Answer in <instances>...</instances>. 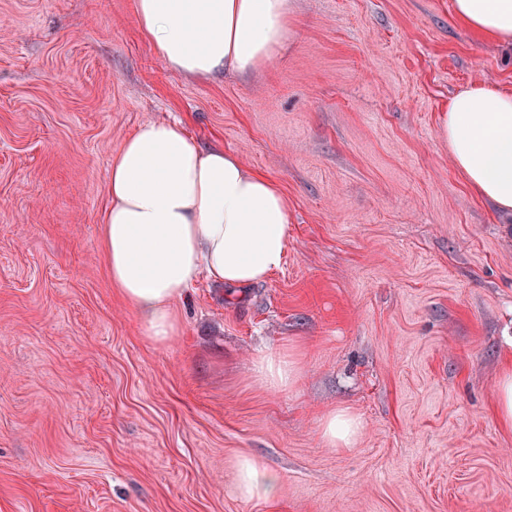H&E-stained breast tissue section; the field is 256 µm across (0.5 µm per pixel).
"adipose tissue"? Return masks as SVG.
Instances as JSON below:
<instances>
[{
	"label": "adipose tissue",
	"instance_id": "ef3b65f1",
	"mask_svg": "<svg viewBox=\"0 0 512 512\" xmlns=\"http://www.w3.org/2000/svg\"><path fill=\"white\" fill-rule=\"evenodd\" d=\"M453 10L474 35L512 44V0H453ZM136 16L166 66L187 77L248 74L288 38V0H137ZM438 135L471 190L512 211V93L489 83L459 91ZM107 188L101 236L108 274L155 344L180 336L176 303L200 277L231 287L259 283L285 261L289 202L278 182L223 148H203L181 124L140 126L112 158ZM253 370L285 391L301 363L294 352L261 354ZM362 430L345 407L320 424L322 440L339 450L353 447ZM235 469V495L273 491L275 476L256 458H237Z\"/></svg>",
	"mask_w": 512,
	"mask_h": 512
}]
</instances>
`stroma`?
<instances>
[{
    "instance_id": "1",
    "label": "stroma",
    "mask_w": 512,
    "mask_h": 512,
    "mask_svg": "<svg viewBox=\"0 0 512 512\" xmlns=\"http://www.w3.org/2000/svg\"><path fill=\"white\" fill-rule=\"evenodd\" d=\"M249 76L174 73L134 0H0V512H512V215L438 137L451 96L512 91V47L452 0H288ZM182 123L290 201L268 280L199 279L160 346L112 287L107 170ZM299 352L296 385L252 371ZM354 447L320 436L334 407ZM255 457L272 497L234 495ZM494 413L502 426L512 428V364L501 369ZM363 430L360 417L346 407L330 410L321 420V439L331 448L343 450L351 448Z\"/></svg>"
}]
</instances>
